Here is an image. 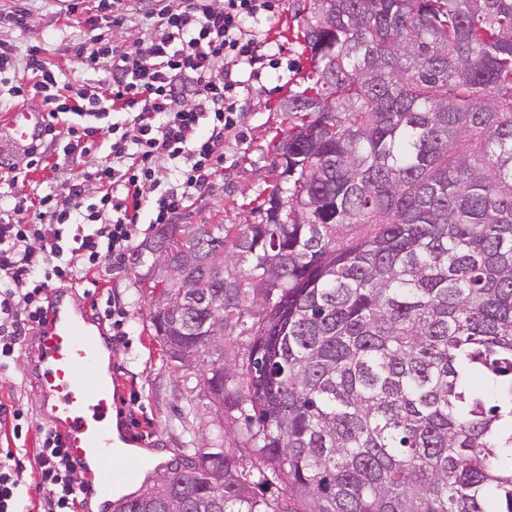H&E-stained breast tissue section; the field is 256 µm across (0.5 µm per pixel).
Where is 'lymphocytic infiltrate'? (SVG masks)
<instances>
[{
    "mask_svg": "<svg viewBox=\"0 0 512 512\" xmlns=\"http://www.w3.org/2000/svg\"><path fill=\"white\" fill-rule=\"evenodd\" d=\"M144 2L155 31L123 46L105 34L125 19L121 0H87L93 35L79 59L85 69L104 70L99 94L60 83L37 46L27 54L29 83L7 85L13 63L0 55V86L11 97L39 96L52 119L79 118L67 128L64 183L33 201L17 190L20 172L0 181V196L13 202L8 217L0 216L1 369L42 323L52 288L126 256L143 209H150L153 223L168 224L185 200L206 189L224 158V134L238 121L241 69L255 63L261 47L256 28L280 7L279 0ZM110 113L117 117L108 128L111 156L94 173L99 191L91 198L80 160L98 131L95 119ZM163 161L176 172L178 187L146 199L145 186L158 182ZM38 432L40 512H78L80 486L64 442L49 428Z\"/></svg>",
    "mask_w": 512,
    "mask_h": 512,
    "instance_id": "obj_1",
    "label": "lymphocytic infiltrate"
}]
</instances>
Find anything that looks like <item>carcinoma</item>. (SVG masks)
Instances as JSON below:
<instances>
[{
  "label": "carcinoma",
  "mask_w": 512,
  "mask_h": 512,
  "mask_svg": "<svg viewBox=\"0 0 512 512\" xmlns=\"http://www.w3.org/2000/svg\"><path fill=\"white\" fill-rule=\"evenodd\" d=\"M296 14L309 83L280 103L260 221L161 224L134 252L194 258L150 326L267 469L195 448L116 512H512V0Z\"/></svg>",
  "instance_id": "cac0c4a2"
}]
</instances>
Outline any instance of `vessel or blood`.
I'll use <instances>...</instances> for the list:
<instances>
[{"label": "vessel or blood", "mask_w": 512, "mask_h": 512, "mask_svg": "<svg viewBox=\"0 0 512 512\" xmlns=\"http://www.w3.org/2000/svg\"><path fill=\"white\" fill-rule=\"evenodd\" d=\"M48 122L46 113L20 108L0 122V142L22 150ZM115 348L91 314L86 300L56 289L44 321L24 344L28 375L40 397L43 422L63 438L69 455L81 470L84 499H92L104 484L92 470L112 466L115 441L109 421L120 392L111 373L102 369Z\"/></svg>", "instance_id": "b4317fda"}]
</instances>
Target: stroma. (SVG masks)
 I'll use <instances>...</instances> for the list:
<instances>
[{
    "label": "stroma",
    "mask_w": 512,
    "mask_h": 512,
    "mask_svg": "<svg viewBox=\"0 0 512 512\" xmlns=\"http://www.w3.org/2000/svg\"><path fill=\"white\" fill-rule=\"evenodd\" d=\"M20 2L28 10L26 29L0 26V54L15 61L12 80L26 79L27 50L37 45L63 80L96 92L99 73L81 71L76 56L88 32L81 14H68L65 0H0V9L10 10ZM294 9V0H282L279 12L260 24L259 35L265 47L244 92L238 125L224 140V167L201 194L180 207L179 223H243L276 182L271 170V144L288 127L287 115L280 111L279 103L289 91L300 89L309 73L296 39L298 22ZM71 121V116L61 117L56 141L48 145L39 169L28 174L23 193L32 196L45 190L47 182L62 180L56 162L68 142L65 130ZM136 274L130 260L109 262L91 274L81 290L92 300L93 313L100 322L108 320V300L119 301L126 312V334L112 359V371L122 390L117 414L139 439L141 449L162 453V460L149 468V477L157 478L166 466L185 457L189 447H211L219 435L223 436L225 447L239 456L241 471L256 472L264 460L249 447L246 425L238 412L223 411L209 403L197 369L174 366L163 357L149 327L153 300L147 289L137 287ZM0 402L23 411L29 423L16 473L31 502L39 503L42 492L36 486L35 467L39 396L26 374L24 357H17L9 370H0ZM190 402L198 413L186 419L181 411Z\"/></svg>",
    "instance_id": "stroma-1"
}]
</instances>
